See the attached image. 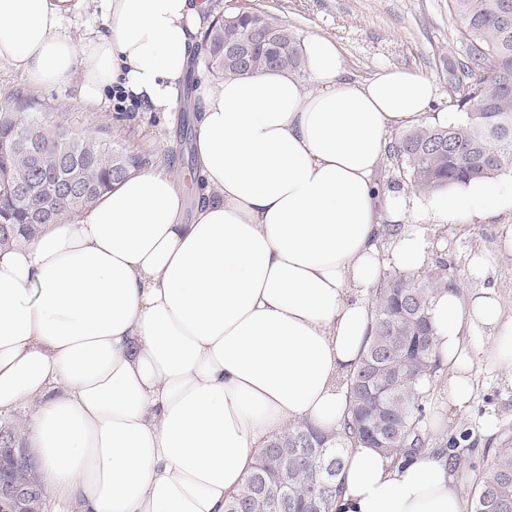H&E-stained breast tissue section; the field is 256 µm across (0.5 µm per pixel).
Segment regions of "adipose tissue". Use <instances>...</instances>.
Listing matches in <instances>:
<instances>
[{
	"label": "adipose tissue",
	"instance_id": "ef3b65f1",
	"mask_svg": "<svg viewBox=\"0 0 512 512\" xmlns=\"http://www.w3.org/2000/svg\"><path fill=\"white\" fill-rule=\"evenodd\" d=\"M84 0H0V61L37 85L77 81L88 105L113 88L170 112L207 0H101L103 30H65ZM289 70L201 93L188 209L148 168L88 210L0 250V412L30 405L23 436L58 512H224L258 450L298 420L346 413L385 263L414 273L425 229L512 215V176L422 198L382 191L392 133L428 124L432 82L387 70L346 76L335 42ZM399 229L383 248L380 219ZM434 349L448 400L466 408L485 357L512 383V312L491 288L438 292ZM488 334L470 348L465 336ZM332 512H466L445 459L349 449Z\"/></svg>",
	"mask_w": 512,
	"mask_h": 512
}]
</instances>
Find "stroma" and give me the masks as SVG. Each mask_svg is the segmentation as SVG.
<instances>
[{"label": "stroma", "mask_w": 512, "mask_h": 512, "mask_svg": "<svg viewBox=\"0 0 512 512\" xmlns=\"http://www.w3.org/2000/svg\"><path fill=\"white\" fill-rule=\"evenodd\" d=\"M199 25L212 17L242 9L264 12L288 25L300 41L320 35L336 41L350 79H371L389 69L422 75L435 86L432 113L451 112L466 94V85L448 86L449 65L465 60L467 45L458 36L459 19L448 0H209ZM27 98L34 111L63 121L76 134L109 133L113 143L148 156L151 165L172 174L186 193L197 200L199 171L193 145L180 136L188 109L198 108V97L178 93L171 112L161 118L136 112L121 118L113 107L84 106L75 84L39 87L6 63H0V108H11L17 98ZM512 215H498L480 224H449L442 228L443 245L430 252L431 264H443L461 296L479 288L498 291L512 310V257L500 247L504 225ZM474 395L468 407L448 403L446 372H438L425 402L427 415L437 427L428 428L429 439L463 437L466 453L454 474L465 499H472L499 449L512 448V384L485 361L474 367Z\"/></svg>", "instance_id": "35a3bbf8"}]
</instances>
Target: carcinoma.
<instances>
[{
	"label": "carcinoma",
	"mask_w": 512,
	"mask_h": 512,
	"mask_svg": "<svg viewBox=\"0 0 512 512\" xmlns=\"http://www.w3.org/2000/svg\"><path fill=\"white\" fill-rule=\"evenodd\" d=\"M461 22L467 62L451 73L450 88L469 80L457 101L461 117L448 125L427 124L399 138L394 154L411 186L421 192L451 182L512 173V0H448ZM264 30L275 49L251 46L246 60L231 50ZM208 71L242 76L288 69L302 76L304 48L288 26L260 11L239 10L214 18L200 44ZM0 112V248L44 224L78 212L149 159L124 152L106 136H81L40 112ZM448 287L442 266L426 274L387 276L373 295L374 321L357 369L348 376V408L339 429L326 433L297 422L272 435L258 452L224 512H331L341 492L348 449L371 445L394 458L428 452L461 459L458 441L428 448L423 402L441 364L432 339L430 301ZM471 512H512V448L497 454L473 496Z\"/></svg>",
	"instance_id": "cac0c4a2"
}]
</instances>
